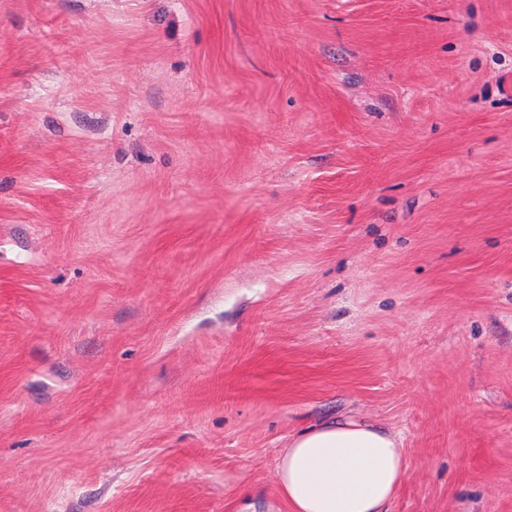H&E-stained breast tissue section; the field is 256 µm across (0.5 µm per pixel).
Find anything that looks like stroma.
I'll use <instances>...</instances> for the list:
<instances>
[{
  "instance_id": "1",
  "label": "stroma",
  "mask_w": 512,
  "mask_h": 512,
  "mask_svg": "<svg viewBox=\"0 0 512 512\" xmlns=\"http://www.w3.org/2000/svg\"><path fill=\"white\" fill-rule=\"evenodd\" d=\"M512 512V0H0V512ZM401 447L375 424L324 421L283 448L278 498L289 512H389L405 474Z\"/></svg>"
}]
</instances>
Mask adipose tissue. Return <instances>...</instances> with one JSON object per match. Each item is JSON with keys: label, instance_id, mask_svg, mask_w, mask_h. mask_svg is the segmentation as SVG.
Here are the masks:
<instances>
[{"label": "adipose tissue", "instance_id": "ef3b65f1", "mask_svg": "<svg viewBox=\"0 0 512 512\" xmlns=\"http://www.w3.org/2000/svg\"><path fill=\"white\" fill-rule=\"evenodd\" d=\"M404 474L400 438L372 423L327 420L289 439L278 498L288 512H388Z\"/></svg>", "mask_w": 512, "mask_h": 512}]
</instances>
